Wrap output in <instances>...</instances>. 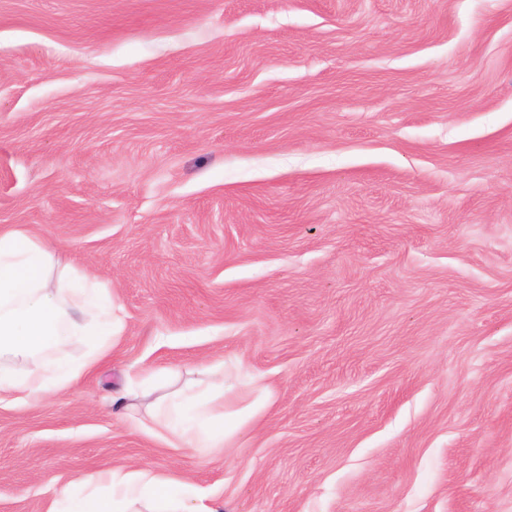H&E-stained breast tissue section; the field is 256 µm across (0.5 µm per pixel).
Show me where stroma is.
<instances>
[{
  "label": "stroma",
  "mask_w": 512,
  "mask_h": 512,
  "mask_svg": "<svg viewBox=\"0 0 512 512\" xmlns=\"http://www.w3.org/2000/svg\"><path fill=\"white\" fill-rule=\"evenodd\" d=\"M123 329L0 406V512L115 468L223 512H512V0H0V226ZM243 363L239 445L149 433Z\"/></svg>",
  "instance_id": "35a3bbf8"
}]
</instances>
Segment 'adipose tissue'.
I'll return each instance as SVG.
<instances>
[{"label":"adipose tissue","mask_w":512,"mask_h":512,"mask_svg":"<svg viewBox=\"0 0 512 512\" xmlns=\"http://www.w3.org/2000/svg\"><path fill=\"white\" fill-rule=\"evenodd\" d=\"M121 308L88 273L60 262L48 247L21 225L0 227V402H38L47 392L67 393L86 370L95 366L121 332ZM84 343L83 361L68 358L70 347ZM34 360L18 373L15 360ZM257 395L225 411L221 426L211 423L210 399L191 395L166 400L165 428L182 448H218L237 437L266 406L270 393L262 378L250 377ZM109 482L112 494L96 493L67 500L63 512H133L165 507L169 512H220L212 499L193 494L179 479L149 470H111L88 479V486Z\"/></svg>","instance_id":"obj_1"}]
</instances>
